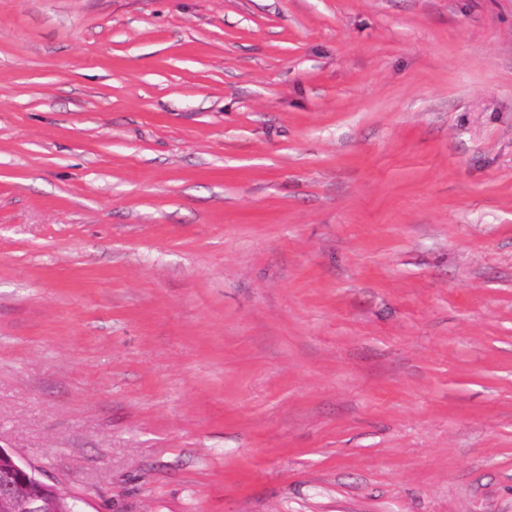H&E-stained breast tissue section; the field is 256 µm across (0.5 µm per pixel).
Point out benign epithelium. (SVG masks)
Listing matches in <instances>:
<instances>
[{"label": "benign epithelium", "instance_id": "7a95c632", "mask_svg": "<svg viewBox=\"0 0 512 512\" xmlns=\"http://www.w3.org/2000/svg\"><path fill=\"white\" fill-rule=\"evenodd\" d=\"M70 499L57 486L38 482L29 468L0 452V512H56L54 504Z\"/></svg>", "mask_w": 512, "mask_h": 512}]
</instances>
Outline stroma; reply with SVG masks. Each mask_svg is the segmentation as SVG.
<instances>
[{"label":"stroma","instance_id":"stroma-1","mask_svg":"<svg viewBox=\"0 0 512 512\" xmlns=\"http://www.w3.org/2000/svg\"><path fill=\"white\" fill-rule=\"evenodd\" d=\"M0 447L79 512H512V0H0Z\"/></svg>","mask_w":512,"mask_h":512}]
</instances>
